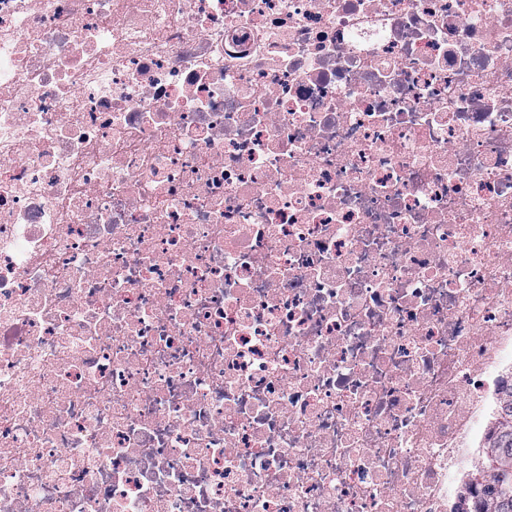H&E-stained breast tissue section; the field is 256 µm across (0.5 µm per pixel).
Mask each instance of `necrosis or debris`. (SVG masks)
Returning a JSON list of instances; mask_svg holds the SVG:
<instances>
[{"label":"necrosis or debris","mask_w":512,"mask_h":512,"mask_svg":"<svg viewBox=\"0 0 512 512\" xmlns=\"http://www.w3.org/2000/svg\"><path fill=\"white\" fill-rule=\"evenodd\" d=\"M512 376V0H0V512H456Z\"/></svg>","instance_id":"4bbe7bcc"}]
</instances>
